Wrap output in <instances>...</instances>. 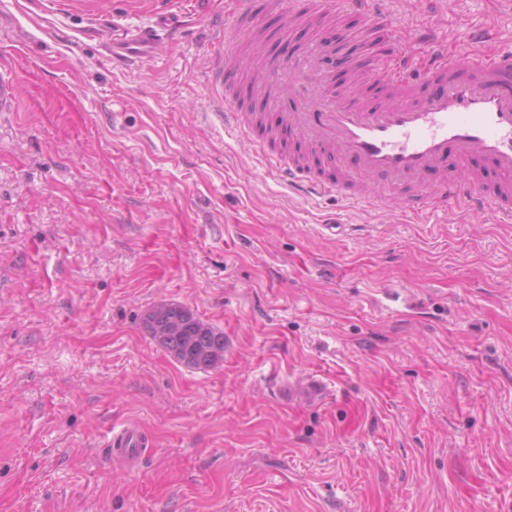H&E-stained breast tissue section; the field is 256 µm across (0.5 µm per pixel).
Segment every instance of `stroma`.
I'll list each match as a JSON object with an SVG mask.
<instances>
[{"label":"stroma","instance_id":"stroma-1","mask_svg":"<svg viewBox=\"0 0 512 512\" xmlns=\"http://www.w3.org/2000/svg\"><path fill=\"white\" fill-rule=\"evenodd\" d=\"M231 0H0V512H512V225L449 211L304 198L247 135L224 130L225 52L243 80L322 28L336 81L425 32L449 54L488 28L512 50L504 0H387L394 31L348 13L242 45ZM166 15L159 54L106 48ZM68 86L82 109L59 107ZM335 218L339 230L323 224ZM176 302L224 333L193 370L141 327ZM318 377L317 401L280 381ZM154 441L113 460V423Z\"/></svg>","mask_w":512,"mask_h":512}]
</instances>
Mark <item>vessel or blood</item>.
<instances>
[{"label":"vessel or blood","mask_w":512,"mask_h":512,"mask_svg":"<svg viewBox=\"0 0 512 512\" xmlns=\"http://www.w3.org/2000/svg\"><path fill=\"white\" fill-rule=\"evenodd\" d=\"M370 0H267V6L297 21L311 12L329 15L352 7L375 26L389 25L385 12L369 10ZM261 14L256 0H234L224 21V40L233 42L242 30L257 26ZM170 17L161 16L130 36L109 40L107 48L120 62L139 61L154 55ZM472 71L469 79L454 77L456 64L444 45L432 40L429 56L418 60L411 53L391 54L365 76L369 86L385 89V104L358 107L336 85V62L327 41L313 42L302 65L296 68L292 90H306L303 111L278 115L281 134L293 133L329 158L345 159L350 169L332 177L313 172L299 159L268 154L278 178L307 197L340 196L353 206L377 205L378 199L359 189L360 179L377 185L407 186L408 212L458 210L490 217L496 224H512V95L501 87L503 74L512 71V52L487 55L469 51L463 56ZM215 77L224 86L225 129L243 132L248 116L240 104L238 70L232 56H225ZM485 158L491 161L496 179L486 185L471 179L442 180L427 190L426 177L446 166L449 158ZM323 385L316 378L288 382L279 389L284 401L316 400ZM151 446L148 435L133 423L116 424L109 441L112 458L134 463Z\"/></svg>","instance_id":"vessel-or-blood-1"}]
</instances>
